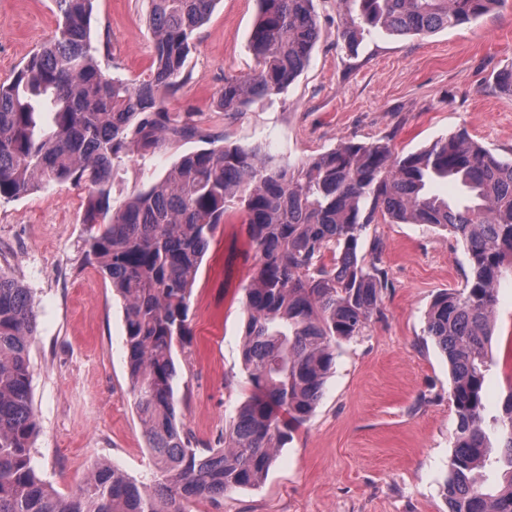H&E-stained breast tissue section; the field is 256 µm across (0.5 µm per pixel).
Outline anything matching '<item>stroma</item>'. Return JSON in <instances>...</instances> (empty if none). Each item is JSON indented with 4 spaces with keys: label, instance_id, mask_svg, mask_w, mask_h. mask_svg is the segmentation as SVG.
<instances>
[{
    "label": "stroma",
    "instance_id": "35a3bbf8",
    "mask_svg": "<svg viewBox=\"0 0 512 512\" xmlns=\"http://www.w3.org/2000/svg\"><path fill=\"white\" fill-rule=\"evenodd\" d=\"M320 39L297 79L238 112L219 107L224 80L259 68L249 49L256 0H218L197 30L169 111L191 113L216 145L261 146L300 164L343 141L389 139L404 156L458 129L512 158V92L495 76L512 68V0L477 21L427 36L376 28L355 50L339 39L340 0H315ZM149 0H95L91 32L109 75L145 77L154 58ZM57 29L53 0H0V83ZM201 141H164L124 157L112 174L111 208L161 180ZM86 191L71 183L0 200V271L30 289L37 313L31 348L33 447L38 475L60 494L100 462L140 479L149 455L125 349L124 304L85 256ZM381 248L389 286L363 336L337 342L324 392L263 482L187 512H447L442 493L456 415L448 360L426 330L439 292L459 288L468 256L442 229L384 220L363 232L359 252ZM256 248L239 220L218 227L194 286L190 345L176 352L175 396L193 442L215 445L246 399L241 346L245 287ZM485 419L512 391V271L498 288Z\"/></svg>",
    "mask_w": 512,
    "mask_h": 512
}]
</instances>
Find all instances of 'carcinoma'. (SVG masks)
I'll return each mask as SVG.
<instances>
[{
    "mask_svg": "<svg viewBox=\"0 0 512 512\" xmlns=\"http://www.w3.org/2000/svg\"><path fill=\"white\" fill-rule=\"evenodd\" d=\"M55 39L0 84V199L71 183L87 190L86 260L125 305V346L137 416L152 464L138 480L99 463L70 495L39 478L32 461L30 351L36 314L29 289L0 273V512H185L255 487L277 449L313 414L334 346L363 333L387 286L379 247L358 256L377 216L441 228L468 254L463 287L434 299L427 333L448 359L455 407L454 452L443 494L448 512H512V390L498 420L501 475L491 461L483 384L492 314L503 270L512 269V159L459 129L398 157L388 142L345 141L299 165L233 143L183 156L158 183L110 209L112 170L124 156L167 138L204 137L168 111L197 30L218 0H150L155 56L143 79L108 77L91 41L94 0H54ZM341 37L352 48L376 27L425 36L491 13L503 0H356ZM249 49L259 71L226 77L220 104L237 112L277 95L300 75L319 40L314 0H257ZM53 113V129L39 121ZM455 182L465 202L430 192ZM246 225L258 261L245 288L243 364L250 394L218 444L194 446L174 392L176 348L190 342V298L219 225Z\"/></svg>",
    "mask_w": 512,
    "mask_h": 512,
    "instance_id": "carcinoma-1",
    "label": "carcinoma"
}]
</instances>
